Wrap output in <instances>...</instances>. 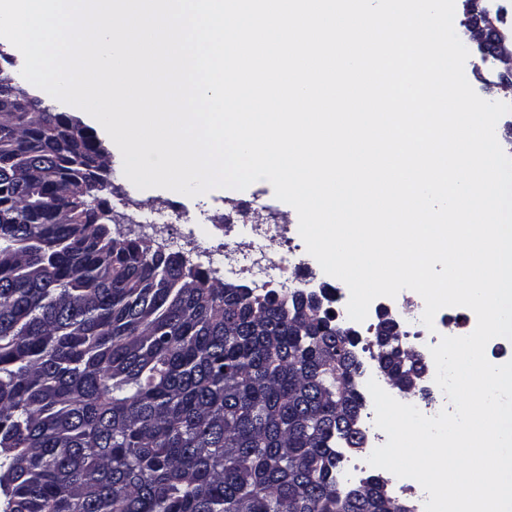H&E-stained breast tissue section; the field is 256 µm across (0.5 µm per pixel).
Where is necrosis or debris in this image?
Segmentation results:
<instances>
[{"instance_id": "4bbe7bcc", "label": "necrosis or debris", "mask_w": 512, "mask_h": 512, "mask_svg": "<svg viewBox=\"0 0 512 512\" xmlns=\"http://www.w3.org/2000/svg\"><path fill=\"white\" fill-rule=\"evenodd\" d=\"M257 205L256 197L226 198L224 211L215 216L205 240L195 241V248H216L224 257V279L232 284L251 288H273L285 293L308 289L326 291L331 295L330 310L335 321L346 330L361 335L357 354L362 362V372L355 376L354 384L365 396L358 429L363 437L361 454L348 458L339 473L340 484L348 486L365 478L369 469L368 456L386 443V434L374 424L375 410L372 398L367 395L369 380L383 381L370 336L380 314H388L399 325L402 338L417 344L421 353L424 373V392L412 397L402 395L401 401L414 405L424 415L433 416L448 408L449 400L434 381L435 364L430 352L432 346L444 336H465L476 326L474 313L464 307L441 309L434 318L433 327L422 322L424 301L417 294H403L393 298L375 299L364 322L349 319L347 302L349 290L339 279L327 275L320 265L305 260L306 246L297 225L281 224L276 219L256 224L251 215Z\"/></svg>"}]
</instances>
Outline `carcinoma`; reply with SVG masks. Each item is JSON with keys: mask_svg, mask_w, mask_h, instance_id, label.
<instances>
[{"mask_svg": "<svg viewBox=\"0 0 512 512\" xmlns=\"http://www.w3.org/2000/svg\"><path fill=\"white\" fill-rule=\"evenodd\" d=\"M0 69V512H409L361 445L358 338L112 229L94 131ZM378 320L402 391L422 364Z\"/></svg>", "mask_w": 512, "mask_h": 512, "instance_id": "cac0c4a2", "label": "carcinoma"}]
</instances>
